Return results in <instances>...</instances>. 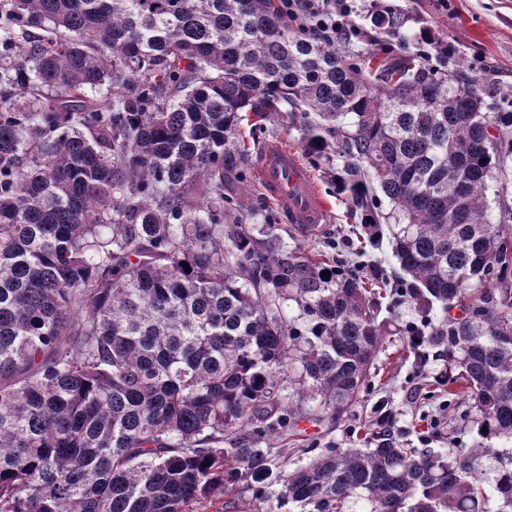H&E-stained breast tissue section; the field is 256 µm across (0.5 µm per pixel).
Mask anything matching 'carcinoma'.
I'll return each mask as SVG.
<instances>
[{"label": "carcinoma", "instance_id": "carcinoma-1", "mask_svg": "<svg viewBox=\"0 0 512 512\" xmlns=\"http://www.w3.org/2000/svg\"><path fill=\"white\" fill-rule=\"evenodd\" d=\"M371 22L384 37L356 51L276 0H0V512H204L242 482L258 497L261 443L303 413L285 383L338 417L371 389L383 288L253 222L231 189L247 112L287 113L370 246L398 225L396 296L439 316L404 349L442 350L448 409L462 394L478 414L452 449L400 448L383 420L283 495L512 512V208L494 224L485 202L512 168L508 93L459 86L399 9Z\"/></svg>", "mask_w": 512, "mask_h": 512}]
</instances>
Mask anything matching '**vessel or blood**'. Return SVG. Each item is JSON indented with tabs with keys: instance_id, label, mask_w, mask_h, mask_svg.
<instances>
[{
	"instance_id": "b4317fda",
	"label": "vessel or blood",
	"mask_w": 512,
	"mask_h": 512,
	"mask_svg": "<svg viewBox=\"0 0 512 512\" xmlns=\"http://www.w3.org/2000/svg\"><path fill=\"white\" fill-rule=\"evenodd\" d=\"M256 169L264 191L288 223L311 228L324 222L326 202L295 150L281 141L269 142L257 157Z\"/></svg>"
}]
</instances>
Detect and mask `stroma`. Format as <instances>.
<instances>
[{
	"instance_id": "obj_1",
	"label": "stroma",
	"mask_w": 512,
	"mask_h": 512,
	"mask_svg": "<svg viewBox=\"0 0 512 512\" xmlns=\"http://www.w3.org/2000/svg\"><path fill=\"white\" fill-rule=\"evenodd\" d=\"M401 6L410 32L427 30L434 40L448 47V69L461 78L483 79L512 89V0H391ZM248 159L256 161L264 144L272 140L286 142L301 149V135L292 128L286 114H274L262 127L245 128ZM302 162L311 167L313 178L325 197L328 217L315 234L301 238L306 250H325L339 244L344 252L354 250L356 236L346 220L348 201L337 194L310 155ZM383 379L382 385L355 404L342 419L324 413L298 424L299 435L273 436L268 442L275 463L264 484L263 498H255L250 489H242L238 499L243 512H303L282 494L285 475L309 463L306 444L318 451L327 448H355L359 442L356 427H375L383 412L391 414V430L396 441L405 448H452L459 441H470L458 413L449 412L440 397L429 393L427 386L435 382L445 362L437 350L421 347L416 355L404 353L399 337H386L374 361Z\"/></svg>"
}]
</instances>
